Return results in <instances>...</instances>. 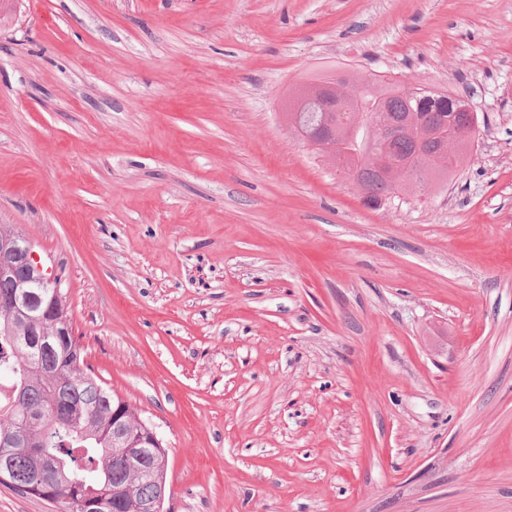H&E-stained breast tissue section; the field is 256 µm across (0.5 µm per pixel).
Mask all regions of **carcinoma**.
I'll return each mask as SVG.
<instances>
[{
	"label": "carcinoma",
	"mask_w": 512,
	"mask_h": 512,
	"mask_svg": "<svg viewBox=\"0 0 512 512\" xmlns=\"http://www.w3.org/2000/svg\"><path fill=\"white\" fill-rule=\"evenodd\" d=\"M345 112H323L307 103L300 112L288 113L289 125L306 130L322 127L334 137L317 150L332 157L330 146L356 156L350 174L364 191L363 203L377 208L398 192L418 194L435 180L447 179L475 145L478 113L456 108L457 96L416 87L404 91L399 80L374 77L348 97ZM414 116L424 127L442 134L443 140L415 136L405 125ZM384 118L394 126L392 151L414 161L411 181L401 188L378 172L374 153L364 136H352L359 121ZM33 310H47L39 322L29 311L19 312L0 302V444L13 442L0 454V484L19 494L76 512L72 502L105 497L114 512H139L150 503L164 512L161 490L166 488V450L148 443L144 433L152 428L137 410L107 388L85 362L80 337L54 338V320L69 318L61 288L30 289ZM129 440H140L136 472L126 463L127 448L113 438L112 426ZM43 450L51 459L41 476L33 473L32 452ZM54 490L46 497L42 490Z\"/></svg>",
	"instance_id": "obj_1"
}]
</instances>
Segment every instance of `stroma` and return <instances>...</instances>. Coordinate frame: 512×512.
Segmentation results:
<instances>
[{"label": "stroma", "mask_w": 512, "mask_h": 512, "mask_svg": "<svg viewBox=\"0 0 512 512\" xmlns=\"http://www.w3.org/2000/svg\"><path fill=\"white\" fill-rule=\"evenodd\" d=\"M0 224L168 450V512H512V0H0ZM457 93L448 183L366 207L283 111Z\"/></svg>", "instance_id": "stroma-1"}]
</instances>
